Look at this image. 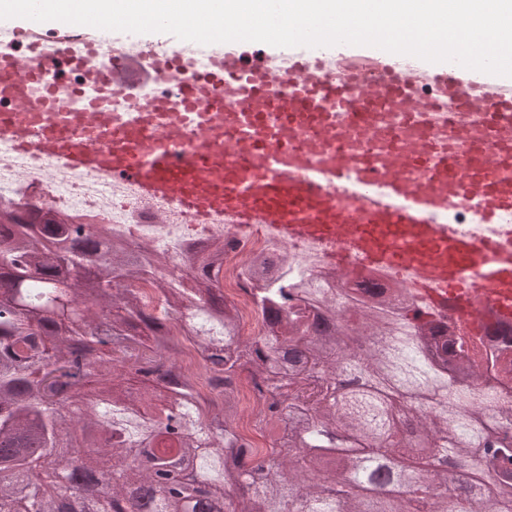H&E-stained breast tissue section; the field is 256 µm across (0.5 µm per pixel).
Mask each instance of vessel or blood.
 Returning <instances> with one entry per match:
<instances>
[{
	"mask_svg": "<svg viewBox=\"0 0 512 512\" xmlns=\"http://www.w3.org/2000/svg\"><path fill=\"white\" fill-rule=\"evenodd\" d=\"M56 58L87 70L99 93L86 112L100 120L86 130L70 123V98L56 95V58L32 50L24 59L0 55V96L14 111L0 114V136L43 162L93 170L134 184L148 197L207 217L221 212L235 223L284 240H335L329 259L349 270L354 257L390 269L416 268L434 304L469 323L491 309L512 321V240H476L434 223L461 199L467 181L482 201L484 223L512 209V94L484 92L463 98L465 70L445 65L432 80L457 99L462 125L474 135L444 149L435 146L427 113L392 136L390 163L381 176L367 157L350 160L336 124L344 91L324 81L318 61H296L289 75L243 68L227 52L191 76L171 96L136 99L111 60L72 56L59 40ZM416 71L393 72L352 106L351 123L366 125L371 100L409 108L406 94ZM131 100L129 113L112 115L114 99ZM184 114L201 133L189 140L170 121ZM402 167H423L428 180L413 185Z\"/></svg>",
	"mask_w": 512,
	"mask_h": 512,
	"instance_id": "b4317fda",
	"label": "vessel or blood"
}]
</instances>
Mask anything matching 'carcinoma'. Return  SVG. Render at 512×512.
Instances as JSON below:
<instances>
[{
	"label": "carcinoma",
	"mask_w": 512,
	"mask_h": 512,
	"mask_svg": "<svg viewBox=\"0 0 512 512\" xmlns=\"http://www.w3.org/2000/svg\"><path fill=\"white\" fill-rule=\"evenodd\" d=\"M70 224L0 223V512H512V398L501 369L505 340L462 354L423 297L365 288L351 308L319 288H301L312 315L288 304L294 289L262 296V342L234 335L220 271L224 247L189 245L201 289L164 290L184 309L224 408L202 409L171 355L172 318L146 311L117 281L138 279L148 248L103 243L102 265L86 276L90 250L67 246ZM375 344L351 355L346 336ZM263 377L270 449H224L236 416L235 380ZM80 410L81 467L107 470L104 490L70 481L60 447L61 411ZM424 455L463 467L453 502L432 495L448 469L427 471ZM396 459L412 497L378 489L374 475ZM256 473L263 480L251 479Z\"/></svg>",
	"instance_id": "cac0c4a2"
}]
</instances>
